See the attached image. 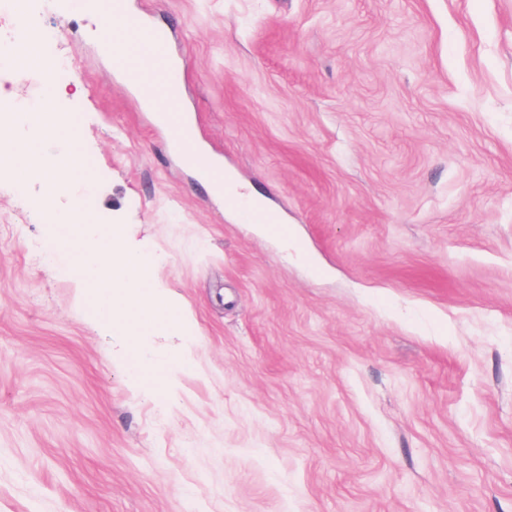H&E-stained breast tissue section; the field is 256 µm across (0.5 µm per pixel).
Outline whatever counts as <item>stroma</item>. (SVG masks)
<instances>
[{
	"mask_svg": "<svg viewBox=\"0 0 512 512\" xmlns=\"http://www.w3.org/2000/svg\"><path fill=\"white\" fill-rule=\"evenodd\" d=\"M0 0V144L96 165L2 173L0 512H512V0H137L172 34L206 156L287 237L170 153L79 0ZM79 130L14 126L49 79ZM89 201L194 325L118 336L53 258ZM68 158L66 163L59 160H47L40 169L42 176L46 181L47 187L54 191L58 189L64 182L63 176H70L74 174L75 169L71 168L70 160ZM220 194L228 193L232 197L236 207L239 209L240 218L245 224H279L278 215L266 206H255L244 201L242 198L224 187V179L215 184Z\"/></svg>",
	"mask_w": 512,
	"mask_h": 512,
	"instance_id": "35a3bbf8",
	"label": "stroma"
}]
</instances>
